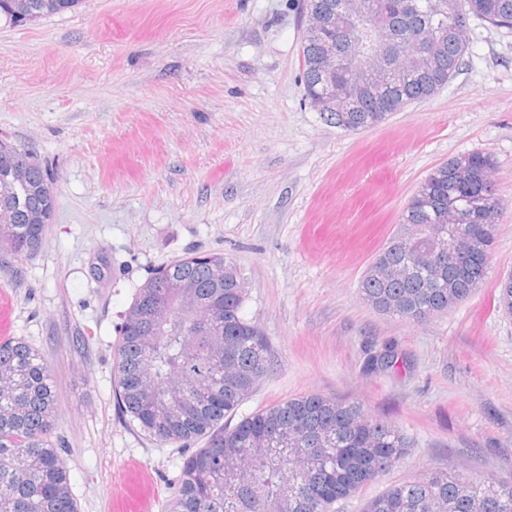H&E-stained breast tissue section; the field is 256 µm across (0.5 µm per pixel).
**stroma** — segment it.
Listing matches in <instances>:
<instances>
[{
  "instance_id": "1",
  "label": "stroma",
  "mask_w": 512,
  "mask_h": 512,
  "mask_svg": "<svg viewBox=\"0 0 512 512\" xmlns=\"http://www.w3.org/2000/svg\"><path fill=\"white\" fill-rule=\"evenodd\" d=\"M298 0H82L24 25L0 19V138L48 170L40 250L0 254L13 335L38 349L77 512H112L113 476L147 466L169 512L186 449L122 414L113 357L123 315L157 268L221 253L272 367L238 416L303 395L360 404L412 446L336 512L438 471L512 479V31L470 19V49L435 95L349 132L303 97ZM492 156L503 199L485 284L424 322L358 288L406 234L400 214L439 165ZM392 344L406 364L371 370Z\"/></svg>"
}]
</instances>
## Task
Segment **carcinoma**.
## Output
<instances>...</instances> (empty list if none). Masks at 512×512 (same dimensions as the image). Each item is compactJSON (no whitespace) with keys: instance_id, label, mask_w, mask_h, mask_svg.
<instances>
[{"instance_id":"cac0c4a2","label":"carcinoma","mask_w":512,"mask_h":512,"mask_svg":"<svg viewBox=\"0 0 512 512\" xmlns=\"http://www.w3.org/2000/svg\"><path fill=\"white\" fill-rule=\"evenodd\" d=\"M32 19L74 9L81 0H27ZM343 0H303V7L334 15ZM464 16L512 29V0H459ZM363 21L395 34L377 44L368 63L400 61L410 42L436 34L420 67L360 94L346 112L321 110L339 128L357 131L385 122L410 103L437 93L457 73L469 31L443 30L445 22L408 0H363ZM322 38L302 34L304 95L313 101L329 87L349 90L359 66L356 47L336 41V76L318 65ZM27 191L0 174V206L23 195L27 206L0 224V251L37 253L53 212L49 173L32 155ZM491 156L469 153L438 166L400 215L416 244L391 237L360 281L374 310L411 321L448 311L482 287L488 276L501 206L490 178ZM444 224L461 247L452 261L428 248L427 232ZM223 266V279L214 276ZM238 268L220 253H191L157 269L137 289L123 315L113 361L118 404L131 421L163 445L204 446L183 461L171 512H333V505L385 476L412 447L395 425L369 417L356 404L306 395L224 425L271 369L260 328L244 313L247 292L235 287ZM196 284L197 308L187 310L176 282ZM499 308L512 315V276L501 280ZM395 346L370 358L368 368L396 366ZM57 402L49 367L23 339L0 343V512H77L67 469L53 442ZM293 445L281 446V434ZM363 512H512V481L474 480L437 471L399 483L366 501Z\"/></svg>"}]
</instances>
